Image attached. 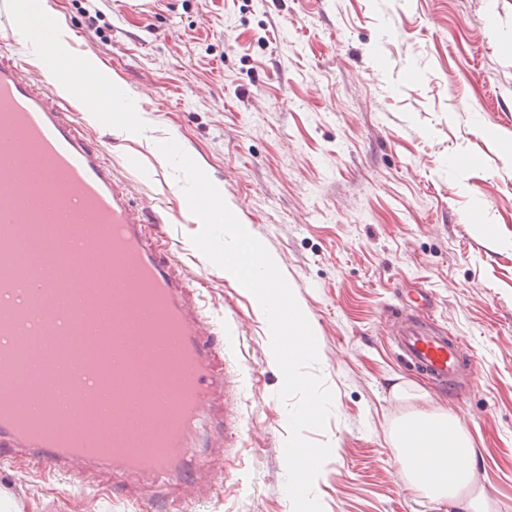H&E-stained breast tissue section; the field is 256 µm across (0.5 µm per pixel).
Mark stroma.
<instances>
[{
	"label": "stroma",
	"mask_w": 512,
	"mask_h": 512,
	"mask_svg": "<svg viewBox=\"0 0 512 512\" xmlns=\"http://www.w3.org/2000/svg\"><path fill=\"white\" fill-rule=\"evenodd\" d=\"M44 0L68 54L113 83L115 121L79 111L115 166L137 161L134 197H156L158 248L221 313L245 466L163 512H293L288 413L257 300L191 242L199 218L157 149L175 140L268 249L312 325L333 393L309 440L333 454L324 512H460L412 490L392 446L407 413L448 410L477 451L484 512H512V0ZM494 225L495 234L482 232ZM429 292V321L463 338L474 382L447 390L397 360L398 291ZM0 470L24 512H155L118 476L84 493L37 476L23 449Z\"/></svg>",
	"instance_id": "1"
}]
</instances>
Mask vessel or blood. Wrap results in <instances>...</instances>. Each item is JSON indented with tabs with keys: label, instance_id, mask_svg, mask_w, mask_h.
Instances as JSON below:
<instances>
[{
	"label": "vessel or blood",
	"instance_id": "1",
	"mask_svg": "<svg viewBox=\"0 0 512 512\" xmlns=\"http://www.w3.org/2000/svg\"><path fill=\"white\" fill-rule=\"evenodd\" d=\"M65 77L78 79L76 59L45 70L34 84L20 63L0 58V255L22 243L29 248L23 281L0 271V339L32 333L45 370L64 353L78 377L74 396L41 398L49 422L39 431L11 415L35 392L27 370L0 381V442L25 449L39 471L67 477L76 492L86 490L94 470L107 468L155 504L165 486L192 490L229 474L214 451L234 447L240 426L230 382L214 372L223 320L190 294L182 267L159 258L150 231L156 199L132 201L73 112L62 108L57 86ZM87 224L111 229L107 298L93 288ZM396 346L411 367L451 386L466 369L462 341L435 335L417 315L399 323ZM112 357L120 375L113 399L152 405L162 417L138 432L149 455L128 451L123 423L90 431L80 418Z\"/></svg>",
	"mask_w": 512,
	"mask_h": 512
}]
</instances>
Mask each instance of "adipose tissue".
<instances>
[{"label":"adipose tissue","mask_w":512,"mask_h":512,"mask_svg":"<svg viewBox=\"0 0 512 512\" xmlns=\"http://www.w3.org/2000/svg\"><path fill=\"white\" fill-rule=\"evenodd\" d=\"M398 460H413L410 485L433 499L456 497L474 476L476 450L447 410L418 412L399 420L393 437Z\"/></svg>","instance_id":"1"}]
</instances>
